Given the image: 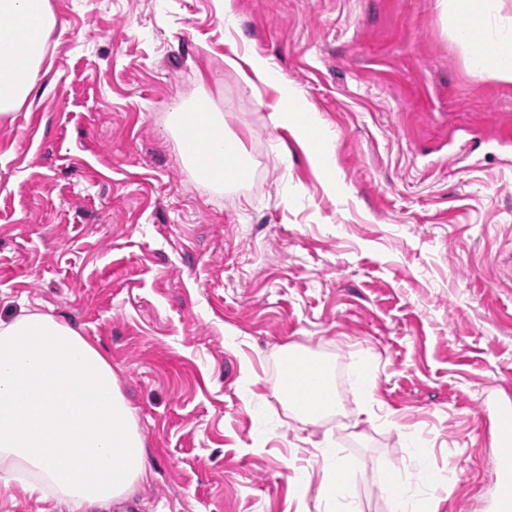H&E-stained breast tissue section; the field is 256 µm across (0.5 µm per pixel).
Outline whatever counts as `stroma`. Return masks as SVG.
<instances>
[{
  "label": "stroma",
  "instance_id": "stroma-1",
  "mask_svg": "<svg viewBox=\"0 0 512 512\" xmlns=\"http://www.w3.org/2000/svg\"><path fill=\"white\" fill-rule=\"evenodd\" d=\"M50 4L51 63L0 121V317L51 314L111 360L152 471L131 512H314L325 448L356 471L336 512H393L389 470L430 512H484L477 417L512 403V80L473 75L437 0ZM203 92L252 158L232 191L167 129ZM291 348L331 363L342 414L290 410Z\"/></svg>",
  "mask_w": 512,
  "mask_h": 512
}]
</instances>
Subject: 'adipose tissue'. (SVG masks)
<instances>
[{"label":"adipose tissue","mask_w":512,"mask_h":512,"mask_svg":"<svg viewBox=\"0 0 512 512\" xmlns=\"http://www.w3.org/2000/svg\"><path fill=\"white\" fill-rule=\"evenodd\" d=\"M458 40L477 43L469 63L480 76L512 79V54L492 33L489 0H441ZM55 23L49 0H0V120L29 98ZM183 161L213 187L246 180L251 161L224 128L210 97L174 113ZM295 414L336 409L327 363L295 373ZM150 474L135 413L111 362L75 328L23 308L0 319V484L17 485L37 503L70 512H120Z\"/></svg>","instance_id":"ef3b65f1"}]
</instances>
